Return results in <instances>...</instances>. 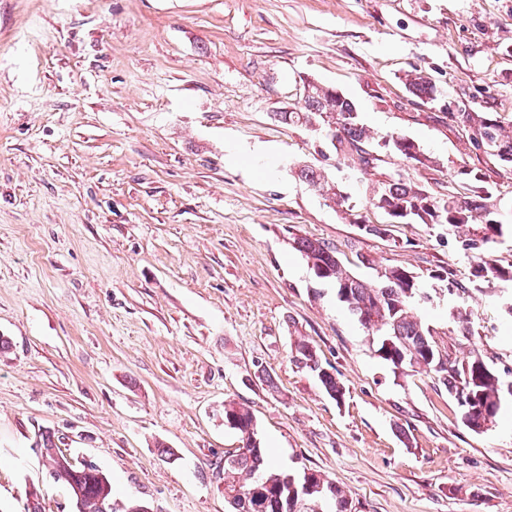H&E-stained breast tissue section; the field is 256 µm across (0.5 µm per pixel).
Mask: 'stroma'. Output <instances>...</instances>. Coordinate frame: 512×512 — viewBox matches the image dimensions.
<instances>
[{"instance_id": "stroma-1", "label": "stroma", "mask_w": 512, "mask_h": 512, "mask_svg": "<svg viewBox=\"0 0 512 512\" xmlns=\"http://www.w3.org/2000/svg\"><path fill=\"white\" fill-rule=\"evenodd\" d=\"M418 73L443 103L410 99ZM306 79L435 167L391 152L364 176L277 122ZM447 101L512 135V0H0V512H25L32 488L44 512H73L43 434L118 504L227 512L228 401L278 468L321 474L352 512H512V399L467 427L434 373H393L292 242L414 272L440 355L512 379V281L475 277L465 229L368 234L297 176L316 168L378 224L377 181L441 191L480 171L503 226L486 250L511 264L512 168ZM299 339L341 400L293 363ZM395 137L400 139L399 142H396V145L394 144ZM383 139L382 143H384V147L386 146V141L393 142L396 153L410 165L427 167L435 166L434 162L425 154L421 146L412 138L405 135L401 136L398 134H391Z\"/></svg>"}]
</instances>
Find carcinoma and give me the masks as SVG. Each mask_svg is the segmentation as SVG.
Instances as JSON below:
<instances>
[{"label":"carcinoma","instance_id":"carcinoma-1","mask_svg":"<svg viewBox=\"0 0 512 512\" xmlns=\"http://www.w3.org/2000/svg\"><path fill=\"white\" fill-rule=\"evenodd\" d=\"M302 90L306 95L297 105L275 113V119L288 126L305 127L315 119L323 125L328 146L336 156L369 164L366 155L377 150L379 141L357 118L347 97L310 80L303 82ZM408 91L426 103L442 97L437 85L421 75L409 81ZM448 115L468 128L477 147L512 166V137L503 134L497 120L484 112L450 109ZM394 150L412 166L434 165L421 146L405 135L400 136ZM297 175L324 200L346 208L348 213L354 211L339 187L313 167L304 165ZM467 175L466 184L442 194L398 173L378 182L369 207L408 224L467 227L472 230V237L466 240L465 247L477 251L475 276L488 281L512 278V264L505 267L483 252V246L503 234L502 225L491 218L493 193L484 185L483 174L471 170ZM293 247L316 277L335 289L338 301L373 336L378 357L393 371L405 373L433 367L428 361V355H436L431 333L415 312L421 283L413 272L389 266L376 283L370 284L356 277L328 243L296 235ZM293 361L315 375L332 399L343 398V385L323 366L307 341L294 345ZM438 373L449 396L464 397L462 419L467 426L479 429L486 418H497L502 397H512L507 381L476 353L459 364L441 367ZM224 425L236 430L242 442L235 451L224 453V501L228 512H351L349 500L333 483L315 473L306 476L279 469L261 448L253 414L247 408L224 402ZM40 453L55 470V481L65 485L71 500L81 504L82 512H117L112 503L111 481L98 467L72 465L49 434L40 437Z\"/></svg>","mask_w":512,"mask_h":512}]
</instances>
